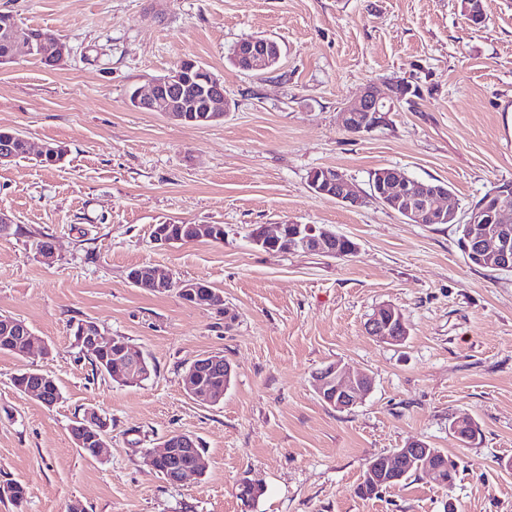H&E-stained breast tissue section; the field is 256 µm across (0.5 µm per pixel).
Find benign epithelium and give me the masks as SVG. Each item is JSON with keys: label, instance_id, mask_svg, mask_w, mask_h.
<instances>
[{"label": "benign epithelium", "instance_id": "benign-epithelium-1", "mask_svg": "<svg viewBox=\"0 0 512 512\" xmlns=\"http://www.w3.org/2000/svg\"><path fill=\"white\" fill-rule=\"evenodd\" d=\"M462 12L468 23L477 27L486 20L482 0H462ZM13 47L23 46L29 55L53 57L55 66L61 68L69 57V49L62 40L33 41L28 31L19 23L5 33ZM234 59L243 65V71L271 68L280 59V51L270 47V41L264 38L248 37L235 46ZM191 68L180 63L167 74L153 78L145 91H136L130 97V105L140 112H160L167 119L178 124L203 122L211 124L224 119L228 101L224 96V83L211 71L197 63ZM413 85L404 78L383 80L367 84L361 95L345 105L338 113L341 127L357 136L369 135L390 125V116L402 102L401 91L411 90ZM312 193L323 199H332L339 203L359 206L363 197L344 175L334 168H327L324 174L311 186ZM376 201L405 217L409 224H425L433 215L446 216L453 220L458 214L454 206L445 208L438 201L448 197V190L439 185L422 182H409L396 168H386L377 176ZM496 220L502 227L492 234L476 236L470 232L462 239L465 254L472 260L496 267H512V232L506 224L512 222L508 208L496 206ZM252 242L271 253H314L338 258L343 256L335 243L342 236L330 229L316 224H279L276 231L258 225L250 233ZM136 287L143 284L155 288L158 292L178 289L179 296L219 297L221 293L201 280L173 281L172 277L150 266L134 268L127 275ZM365 331L382 343L397 345L408 336L407 323L400 309L385 304L378 307L365 322ZM79 344L83 348L94 349L108 344L99 327L83 324L78 332ZM234 369L224 360H199L191 373L183 375L182 383L187 394L217 403L222 398V388L215 386L219 380L229 386ZM148 375V369L142 357L134 350H119L112 362V377L120 383H129ZM372 380L364 374H352L341 364H332L315 376V388L321 400L326 404L344 410L358 403L369 393ZM28 393L45 405L58 400L57 393L47 390L42 383H34ZM195 440L186 436L179 438L171 435L165 439L162 449L152 458L155 470L176 469L180 479L189 475H200L198 469H183L178 463L179 454L193 450ZM440 451L431 448L422 441H412L404 448L376 462L365 476L367 483L380 490L388 483L403 477L404 464H415L426 469L431 478L439 475L440 468L435 465Z\"/></svg>", "mask_w": 512, "mask_h": 512}]
</instances>
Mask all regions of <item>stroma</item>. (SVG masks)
Segmentation results:
<instances>
[{
	"label": "stroma",
	"mask_w": 512,
	"mask_h": 512,
	"mask_svg": "<svg viewBox=\"0 0 512 512\" xmlns=\"http://www.w3.org/2000/svg\"><path fill=\"white\" fill-rule=\"evenodd\" d=\"M475 28L461 0H0V12L70 48L46 67L24 48L0 68V128L67 150L0 166V315L25 321L49 348L0 352V484L18 481L22 509L0 512H512V272L471 263L452 224H409L374 200L314 196L309 174L333 167L361 192L395 167L447 183L473 206L512 182V0H482ZM275 40L276 69L228 61L245 37ZM192 58L224 81L230 109L207 126L172 124L129 105L133 91ZM404 78L419 98L366 137L337 116L367 82ZM158 224H220L224 239L166 246ZM259 224H318L356 241L346 258L268 253ZM50 238L53 263L34 241ZM147 264L224 294L217 311L176 291L150 293L127 274ZM399 307L404 343L364 324ZM125 337L151 367L122 386L93 372L78 321ZM234 369L219 404L189 397L185 369L205 354ZM368 374L369 395L345 410L320 400L315 374L334 363ZM53 376L45 407L17 390L21 371ZM107 418L96 460L70 427ZM472 418L480 437L449 431ZM175 432L197 438L202 477L167 482L151 464ZM419 439L459 464L452 487L426 474L358 496L370 458ZM251 480L254 505L238 497Z\"/></svg>",
	"instance_id": "stroma-1"
}]
</instances>
